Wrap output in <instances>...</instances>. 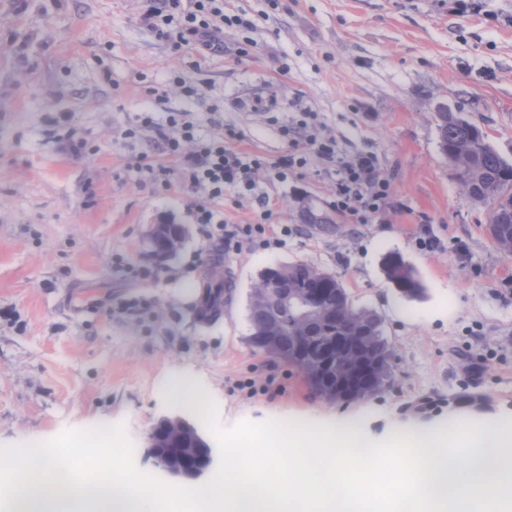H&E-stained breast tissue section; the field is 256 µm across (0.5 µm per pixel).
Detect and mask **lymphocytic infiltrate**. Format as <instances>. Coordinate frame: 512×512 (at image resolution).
<instances>
[{
  "label": "lymphocytic infiltrate",
  "instance_id": "1",
  "mask_svg": "<svg viewBox=\"0 0 512 512\" xmlns=\"http://www.w3.org/2000/svg\"><path fill=\"white\" fill-rule=\"evenodd\" d=\"M145 2L140 16L143 25L177 50L191 45L200 54L218 55L224 51L220 36L225 28L247 32L253 27L245 13L231 8L228 0ZM139 120L141 127L149 129L157 140L160 152L181 159L180 177L191 187L205 190V197L198 199L192 208L193 216L196 223L216 226L225 251H238L255 244L287 243L293 229L287 224L273 223V210L265 195L256 194L258 210L253 222L247 224L225 223L213 207L215 201L223 199L225 189L241 187L254 192V175L268 166L263 156L232 148L231 143L240 139V132L228 128L219 135L198 137L196 124L184 112L168 113L161 123L153 113L143 112ZM287 135L293 151L282 160L281 171L291 172L306 167L311 159H318L324 172L336 182L338 213L349 215L353 223L365 224L387 208L391 184L380 177L373 154L345 159L334 140L321 136L316 115L309 111L289 126Z\"/></svg>",
  "mask_w": 512,
  "mask_h": 512
}]
</instances>
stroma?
Returning <instances> with one entry per match:
<instances>
[{
	"mask_svg": "<svg viewBox=\"0 0 512 512\" xmlns=\"http://www.w3.org/2000/svg\"><path fill=\"white\" fill-rule=\"evenodd\" d=\"M252 20L248 56L224 31V53L194 66L138 20V0H0V444L51 440L69 429L124 424L138 468L157 420L180 405L168 375L199 380L219 422L356 415L376 440L435 402L447 417L461 395L512 413V256L487 232L488 205L463 191L441 152L436 109L464 113L512 158V0H234ZM201 85L185 101L151 95L171 72ZM276 93L277 106L252 102ZM315 112L348 155H376L392 184L386 210L354 224L336 211L318 161L280 178L300 108ZM191 111L201 134L232 127L239 150L273 167L255 192L228 189L214 207L243 224L268 195L286 245L225 252L192 220L197 195L181 178H149L137 164L178 168L152 134L127 132L142 112ZM84 142L73 157L67 141ZM331 215L322 230L305 208ZM186 225L173 255L150 244L154 224ZM422 235L437 250L419 249ZM400 253L423 292L406 298L385 277ZM307 262L337 276L354 306L374 310L392 347L391 378L354 402L315 395L287 363L251 348L248 294L265 268ZM153 264L156 279L127 267ZM224 282L220 313L200 301ZM197 289L198 298L186 296Z\"/></svg>",
	"mask_w": 512,
	"mask_h": 512,
	"instance_id": "35a3bbf8",
	"label": "stroma"
}]
</instances>
